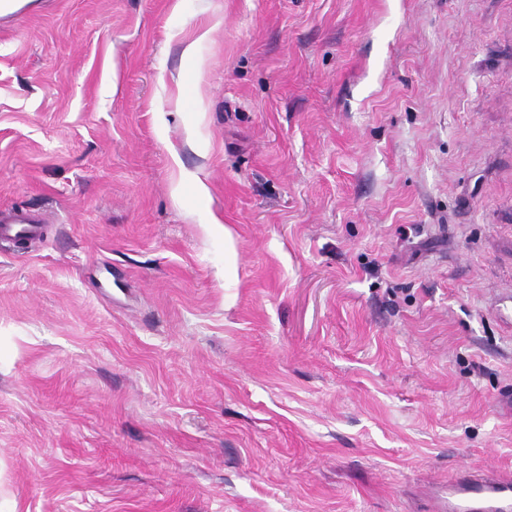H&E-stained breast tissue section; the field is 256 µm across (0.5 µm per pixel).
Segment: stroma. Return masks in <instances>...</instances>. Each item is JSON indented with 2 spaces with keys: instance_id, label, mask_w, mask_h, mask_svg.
<instances>
[{
  "instance_id": "stroma-1",
  "label": "stroma",
  "mask_w": 512,
  "mask_h": 512,
  "mask_svg": "<svg viewBox=\"0 0 512 512\" xmlns=\"http://www.w3.org/2000/svg\"><path fill=\"white\" fill-rule=\"evenodd\" d=\"M14 208L0 512L512 478V0H34L0 19ZM37 220L24 215L15 216L12 219H2L0 225V239L14 240L29 239L38 236L40 226Z\"/></svg>"
}]
</instances>
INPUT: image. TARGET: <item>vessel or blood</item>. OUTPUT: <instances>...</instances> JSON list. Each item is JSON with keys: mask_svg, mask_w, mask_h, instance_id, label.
Here are the masks:
<instances>
[{"mask_svg": "<svg viewBox=\"0 0 512 512\" xmlns=\"http://www.w3.org/2000/svg\"><path fill=\"white\" fill-rule=\"evenodd\" d=\"M36 219L18 215L0 222V239L38 236ZM433 512H512V479L478 468L448 491L435 494Z\"/></svg>", "mask_w": 512, "mask_h": 512, "instance_id": "b4317fda", "label": "vessel or blood"}]
</instances>
